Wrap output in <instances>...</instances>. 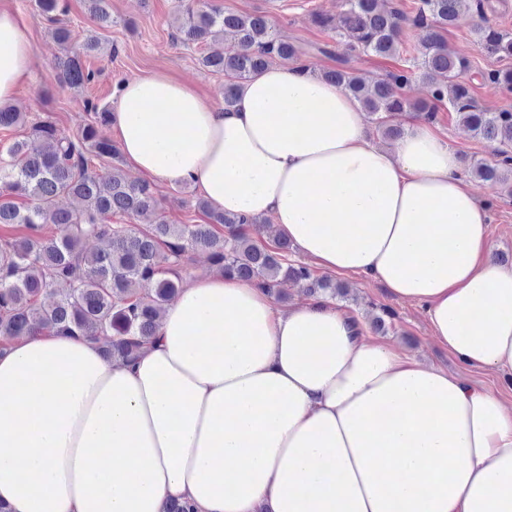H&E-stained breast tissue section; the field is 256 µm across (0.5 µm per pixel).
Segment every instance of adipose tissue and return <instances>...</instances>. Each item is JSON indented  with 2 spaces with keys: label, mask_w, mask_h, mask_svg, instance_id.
Wrapping results in <instances>:
<instances>
[{
  "label": "adipose tissue",
  "mask_w": 512,
  "mask_h": 512,
  "mask_svg": "<svg viewBox=\"0 0 512 512\" xmlns=\"http://www.w3.org/2000/svg\"><path fill=\"white\" fill-rule=\"evenodd\" d=\"M27 26L0 9V103L29 76ZM110 131L132 165L219 210L271 218L322 269L416 304L463 365L512 373V269L489 214L427 123L371 143L357 102L297 65L225 109L159 71L124 83ZM512 512V406L373 339L348 312L282 310L213 271L167 304L136 362L99 342L17 336L0 353L8 512Z\"/></svg>",
  "instance_id": "ef3b65f1"
}]
</instances>
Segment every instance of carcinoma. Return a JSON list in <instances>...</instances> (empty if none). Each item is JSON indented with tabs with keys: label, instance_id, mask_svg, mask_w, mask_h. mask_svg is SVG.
Instances as JSON below:
<instances>
[{
	"label": "carcinoma",
	"instance_id": "carcinoma-1",
	"mask_svg": "<svg viewBox=\"0 0 512 512\" xmlns=\"http://www.w3.org/2000/svg\"><path fill=\"white\" fill-rule=\"evenodd\" d=\"M462 0H419L412 16L380 6L379 0H343L344 10L335 19L316 15V23L336 31L350 50L374 56L396 54L403 26L424 31L413 50L411 65L383 79H372L349 66L350 59L327 69L318 78L343 87L358 102L383 137L403 135L390 123L403 112H415L432 120L441 105L458 115L474 136L499 148L503 158L495 164L475 161L467 173L474 180L498 181L512 195V111L487 112L478 104L470 84L462 80L469 71L467 57L452 49L444 36L457 23ZM91 19L101 28L112 24L108 0H85ZM38 15L58 22L65 12L63 0H34ZM179 31L196 44L217 41L230 31L239 51L233 55L211 52L201 57L203 66L224 75V107L236 103V89L274 63L296 64L306 52L276 36L268 19L260 14L225 13L219 9H186ZM485 51L499 58L512 57V35L489 26L475 28ZM64 46L59 83L79 89L89 84L94 72L82 57L102 50L97 32L88 31L78 50L71 48L72 32L64 25L54 29ZM427 89V100L415 103L405 94L414 78ZM483 78L512 94V69L490 70ZM93 120L70 136L50 121L32 126L43 141L32 147L15 141L0 148V224H24L29 234L0 240V333L22 336L43 331L63 335L108 337L102 347L107 361H134L142 346L155 336L159 314L178 288L177 268L190 253L204 250L219 270L276 293L286 281L300 285L315 299H344L346 288L307 265L288 258L290 242L279 239L272 248L257 244L259 221L210 207L204 199L198 207L205 224H171L146 181L118 171L102 180L90 168L91 157L120 159L118 147L105 135L110 112L93 106ZM27 113L0 104V129L24 126ZM67 197L74 205L63 208ZM144 218L137 230L114 224L112 218ZM103 236L111 247L87 252L83 244ZM154 283L147 293L140 285ZM54 297L46 304L42 298Z\"/></svg>",
	"mask_w": 512,
	"mask_h": 512
}]
</instances>
